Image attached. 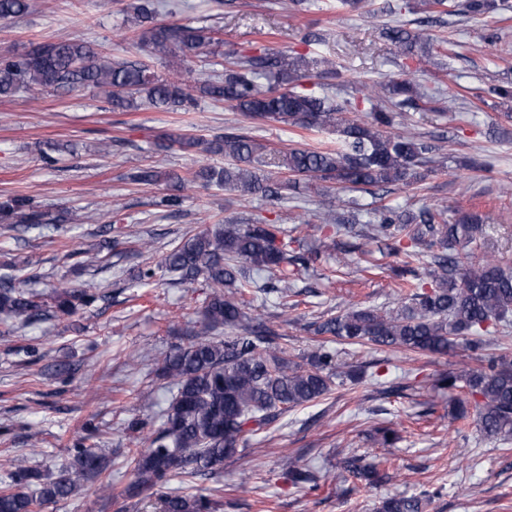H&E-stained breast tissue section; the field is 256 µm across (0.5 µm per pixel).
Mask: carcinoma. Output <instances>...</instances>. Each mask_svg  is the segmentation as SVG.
<instances>
[{
    "mask_svg": "<svg viewBox=\"0 0 512 512\" xmlns=\"http://www.w3.org/2000/svg\"><path fill=\"white\" fill-rule=\"evenodd\" d=\"M36 0H0V20L33 12ZM131 22L141 30L152 56L163 61L173 56L191 63L212 44V31L189 24L157 21L155 0H134L126 8ZM386 38L397 49L400 76L381 85L367 99L366 118H348L349 98L342 101L300 88V80L316 70L318 86L342 79L336 62L282 51L228 53L222 70L187 88L176 77L162 78L138 60L98 55L92 44L79 39L48 41L21 55L0 57V96L46 91L74 92L94 87L104 91L112 109L136 110L146 101L154 107L187 110L201 101L224 102L237 112L302 130L334 128L333 146H305L274 152L257 139L235 133L212 139L186 140L177 133L165 135L168 144L195 147L205 154H222V167L204 166L191 182L212 184L242 196H265L282 201L296 192L302 180H319L336 189L413 185L426 178L435 146L413 132L392 133L397 112L432 110L437 96L424 93L404 78L420 68L430 51V40L419 31L392 28ZM275 166L289 174L272 188L262 167ZM133 180L145 185L171 184L176 192L161 197L159 205L179 207L186 180L154 167L143 168ZM67 218L50 216L26 196L0 201V225L9 231H29L41 224L63 229ZM336 235L351 232L369 242L385 241L384 255L393 258L390 269L405 300L393 309L350 307L317 325L321 335L346 344H369L380 350L446 355L459 343L481 350L476 367L450 372L437 380L441 389L461 388L474 399L480 432L487 438H512V354L506 350L484 352L483 335L491 327H509L512 321V270L485 255L471 260L483 236L474 214H464L450 224L442 213L423 208L418 213L386 208L379 223H349L327 219ZM279 224L265 218L252 224H217L212 229L185 235L163 254L159 268L184 282L198 280L207 288L202 309L203 329L186 347L160 360L158 371L174 388L160 428L150 433L147 447L130 458L133 481L126 490L132 498L153 490L174 477L213 473L224 459L247 450V437L265 429L280 414L329 395L335 381H356L360 373L339 362L336 351L322 345L301 364L288 359L280 346V333L271 324L248 316L242 296L263 275L274 282L264 289L276 293L288 307V290L319 251H297ZM429 258L430 285L419 281L412 263ZM16 263L4 264L0 274V315L6 321L26 324L71 316L104 298L98 288L60 284L43 297L16 285ZM110 458L97 448L74 440L68 459L49 475L17 465L9 482L0 486V512H33L35 504H56L96 483L112 491ZM344 470L369 485L384 482L375 463L351 455ZM288 481L318 487L319 477L293 460L284 464ZM220 502L199 488L193 494L159 497V512H218ZM418 496L394 494L384 499L380 512H423Z\"/></svg>",
    "mask_w": 512,
    "mask_h": 512,
    "instance_id": "obj_1",
    "label": "carcinoma"
}]
</instances>
